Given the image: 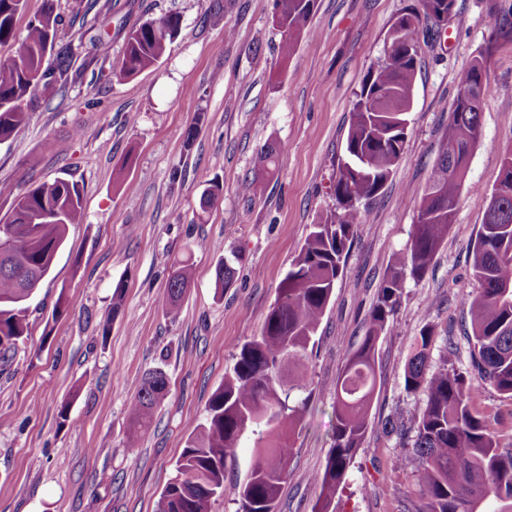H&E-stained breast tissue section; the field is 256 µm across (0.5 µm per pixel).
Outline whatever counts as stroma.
<instances>
[{
	"label": "stroma",
	"instance_id": "1",
	"mask_svg": "<svg viewBox=\"0 0 512 512\" xmlns=\"http://www.w3.org/2000/svg\"><path fill=\"white\" fill-rule=\"evenodd\" d=\"M274 0H26L15 34L52 5L84 35L67 73L40 88L25 125L0 143V217L29 185L76 184L84 210L29 301L30 334L0 366V512H155L188 437L240 345L259 335L277 287L311 225L336 207L334 182L350 110L389 30L417 0H318L289 61L278 46ZM180 18L160 63L118 80L126 33L146 19ZM512 0H456L441 31L419 28L410 127L401 158L355 237L308 354L313 395L293 440L277 512H314L317 477L332 445L333 387L361 343L385 272L409 249L417 206L438 157L458 78L489 52L482 133L453 223L426 276L404 284L401 306L376 347L368 432L337 512H423L412 440L379 423L424 405L405 387L423 328L431 367L446 342L472 371L461 306L479 283L471 250L501 158L512 151V35H496ZM195 129L192 145L184 134ZM276 149L272 173L253 156ZM180 179H173V171ZM221 198L205 204L210 181ZM238 254L234 284L215 271ZM194 270L177 314L162 302L172 264ZM124 312L110 318L116 283ZM67 307L55 315L58 300ZM168 393L136 446L131 401L148 371ZM473 399L503 447L512 446V399L475 385Z\"/></svg>",
	"mask_w": 512,
	"mask_h": 512
}]
</instances>
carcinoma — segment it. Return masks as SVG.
Returning a JSON list of instances; mask_svg holds the SVG:
<instances>
[{"instance_id": "cac0c4a2", "label": "carcinoma", "mask_w": 512, "mask_h": 512, "mask_svg": "<svg viewBox=\"0 0 512 512\" xmlns=\"http://www.w3.org/2000/svg\"><path fill=\"white\" fill-rule=\"evenodd\" d=\"M455 0H418L389 31L395 60L368 69L355 94L342 154L338 158L334 195L337 210L313 224L281 280L260 335L240 347L232 372L212 394L205 420L186 441L157 502L156 512H210L211 500L224 495V469L240 439L255 436L256 461L232 488L237 512H275L281 485L288 478V450L307 410L309 383L303 370L317 332L342 274L355 227L390 180L403 153L417 75L418 46L410 34L423 24L436 27L448 19ZM25 0H0V46L14 38L15 22ZM317 0H275V23L287 59L313 16ZM179 17L147 19L126 37L121 60L112 75L128 79L157 65L175 38ZM71 27L52 7L29 22L17 58L0 62V142L28 121L40 84L70 66ZM57 50L55 68L47 54ZM488 55L481 53L460 76L452 118L440 141L431 180L417 208L410 252L383 276L370 311L366 334L336 380L335 424L325 469L318 476L325 498L319 512H330L336 490L363 443L368 410L376 390V341L393 322L406 279L418 281L452 224L464 186L470 156L481 135V107L466 98L468 90L484 95ZM270 145L257 150L254 169L265 173L275 164ZM80 197L65 179L28 187L15 199L0 230V361H9L28 335L27 301L49 274L69 227L82 223ZM472 271L481 288L463 299L470 316L473 368L477 381L512 399V152L504 154L500 175L490 193L484 219L472 248ZM190 269L178 262L164 294V306L175 311L190 286ZM229 260L216 267V284L232 285ZM430 332L417 341L405 369L406 388L422 390L425 407L409 422L387 420L388 433H414V456L405 463L418 468L426 512H479L487 500L512 502V448L500 447L496 432L473 406V384L453 366L455 349L445 346L443 366L428 372ZM167 393L163 372L146 374L131 404L129 446L151 424L154 410Z\"/></svg>"}]
</instances>
